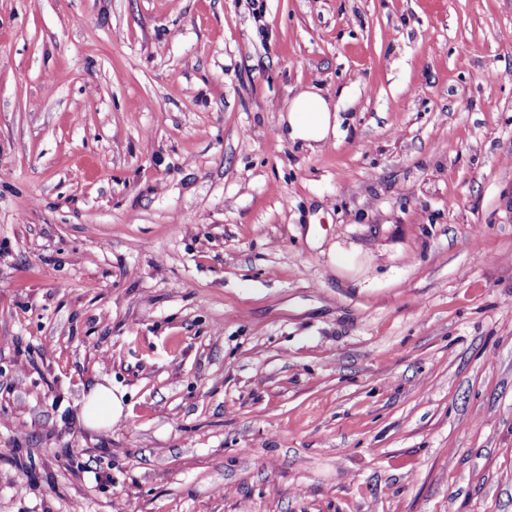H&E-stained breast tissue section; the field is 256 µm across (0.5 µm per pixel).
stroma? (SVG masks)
Returning a JSON list of instances; mask_svg holds the SVG:
<instances>
[{"label": "stroma", "mask_w": 512, "mask_h": 512, "mask_svg": "<svg viewBox=\"0 0 512 512\" xmlns=\"http://www.w3.org/2000/svg\"><path fill=\"white\" fill-rule=\"evenodd\" d=\"M1 448L0 512H512V0H0ZM335 112L320 88L308 87L292 98L283 117L288 138L311 148L323 145L336 132ZM122 401L110 385H93L84 398L82 420L90 428H112L122 414Z\"/></svg>", "instance_id": "obj_1"}]
</instances>
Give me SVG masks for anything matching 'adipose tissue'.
<instances>
[{"label":"adipose tissue","mask_w":512,"mask_h":512,"mask_svg":"<svg viewBox=\"0 0 512 512\" xmlns=\"http://www.w3.org/2000/svg\"><path fill=\"white\" fill-rule=\"evenodd\" d=\"M337 116L321 89L308 87L296 94L285 116L288 136L307 146L323 145L336 130ZM122 401L111 386L93 385L84 398L82 420L90 428H109L118 423Z\"/></svg>","instance_id":"obj_1"}]
</instances>
